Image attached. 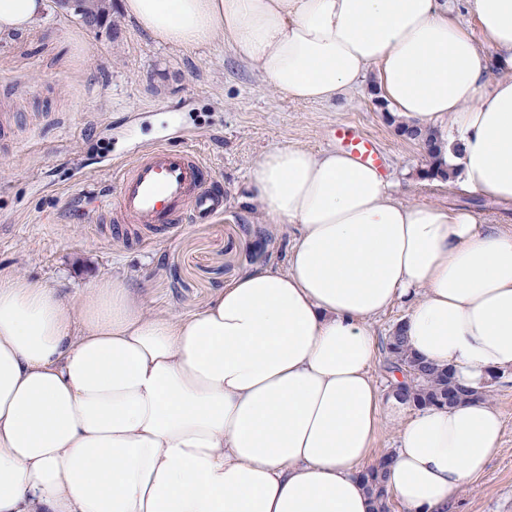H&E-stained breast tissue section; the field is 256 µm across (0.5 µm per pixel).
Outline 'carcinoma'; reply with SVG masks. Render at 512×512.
Returning <instances> with one entry per match:
<instances>
[{
    "instance_id": "1",
    "label": "carcinoma",
    "mask_w": 512,
    "mask_h": 512,
    "mask_svg": "<svg viewBox=\"0 0 512 512\" xmlns=\"http://www.w3.org/2000/svg\"><path fill=\"white\" fill-rule=\"evenodd\" d=\"M54 3L67 11H73L87 28L92 26L96 29H112V0H54ZM397 131L407 139L418 141L425 150L427 159L423 177L430 180L447 178V174L436 166L438 147L433 134H424L404 124L398 125ZM385 352V369L390 373L397 372L403 378L396 386L397 396L416 408L448 405V390L452 388L460 391V401L475 394V391L456 383L450 371L439 370L412 353L399 326L388 337ZM384 464L385 461L382 460L379 465L367 468L361 475L367 493L374 503L373 512H390L391 494L387 487Z\"/></svg>"
}]
</instances>
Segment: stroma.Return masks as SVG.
Here are the masks:
<instances>
[{
	"label": "stroma",
	"instance_id": "obj_1",
	"mask_svg": "<svg viewBox=\"0 0 512 512\" xmlns=\"http://www.w3.org/2000/svg\"><path fill=\"white\" fill-rule=\"evenodd\" d=\"M112 19L115 33L92 31L52 7L0 39V276L43 280L74 305L83 285L120 275L149 309L195 313L226 282L285 265L287 227L249 200L253 163L282 145L338 149L332 128L344 123L375 140L394 195L461 204L462 193L421 180L422 148L399 136L371 81L330 103L296 101L223 35L176 47L143 33L120 5ZM155 143L197 152L224 194L223 214L137 237L96 219V204L113 203V163ZM488 398L502 417L500 448L450 512H512L511 373L493 379Z\"/></svg>",
	"mask_w": 512,
	"mask_h": 512
}]
</instances>
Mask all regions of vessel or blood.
Segmentation results:
<instances>
[{
	"instance_id": "vessel-or-blood-1",
	"label": "vessel or blood",
	"mask_w": 512,
	"mask_h": 512,
	"mask_svg": "<svg viewBox=\"0 0 512 512\" xmlns=\"http://www.w3.org/2000/svg\"><path fill=\"white\" fill-rule=\"evenodd\" d=\"M343 149L367 165L379 162L372 139L352 125L339 124L333 130ZM116 201L111 221L128 233L139 229L169 230L192 214H221L224 199L214 190L210 169L200 156L185 148L161 143L138 157L116 164Z\"/></svg>"
}]
</instances>
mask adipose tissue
<instances>
[{"label":"adipose tissue","instance_id":"obj_1","mask_svg":"<svg viewBox=\"0 0 512 512\" xmlns=\"http://www.w3.org/2000/svg\"><path fill=\"white\" fill-rule=\"evenodd\" d=\"M153 39L223 35L268 85L328 103L374 75L393 116L433 132L451 183L512 201V0H122ZM47 0H0V35ZM249 199L286 225L282 269L198 312H146L122 278L77 305L0 277V512H371L359 475L380 416L401 423L387 484L448 512L499 449L485 394L512 371V228L391 195L378 167L284 145ZM408 344L478 398L411 410L370 369L396 304ZM406 313L407 309L405 306L396 305L375 318L372 326L379 344L392 327L406 316Z\"/></svg>","mask_w":512,"mask_h":512}]
</instances>
